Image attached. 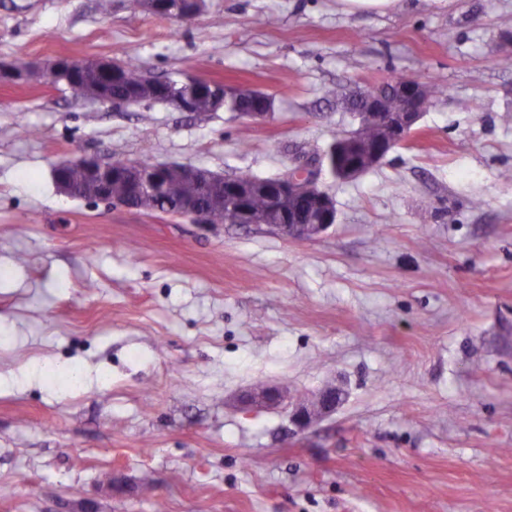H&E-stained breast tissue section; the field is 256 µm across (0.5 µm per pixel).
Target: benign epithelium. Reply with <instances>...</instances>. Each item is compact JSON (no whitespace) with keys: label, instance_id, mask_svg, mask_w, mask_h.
<instances>
[{"label":"benign epithelium","instance_id":"1","mask_svg":"<svg viewBox=\"0 0 512 512\" xmlns=\"http://www.w3.org/2000/svg\"><path fill=\"white\" fill-rule=\"evenodd\" d=\"M202 0H181V5L172 13V19L178 23L193 21L202 11ZM122 63L96 58L76 61L69 57H57L50 61L44 72L58 75L65 83L76 85L80 77L90 71L94 73L116 75ZM28 77V70L19 65H0L1 82H19ZM393 95L405 102L399 112H390L386 106V96ZM90 98L99 102H112L122 106L142 100V92L132 91L121 100L111 99L109 88L96 86ZM427 105V87L415 84L396 85L384 89L374 86L363 92L355 106L359 118V128L352 134L334 142L329 150L317 158L298 164L283 175L277 177L271 186L265 189L270 199L267 228L278 232L287 231L293 225L298 227L297 234L305 240L315 239L336 223V210L332 198L318 185V176L323 167H328L334 175L347 179L359 176L382 161L389 151L409 136L420 120ZM378 128L382 135L373 142L362 157H357L361 145V133L367 128ZM176 171L183 178L200 184H214L218 176L210 171L181 164H152L144 166L137 160L122 162H104L95 155L83 156L74 161L58 164L54 171V180L59 191L70 197L78 196L75 183H81L85 189L84 198L112 202L109 186L115 179L129 181V196L119 205L141 210L153 209L154 198L162 187L167 173ZM315 195V206L304 222L292 216L282 207L285 197ZM342 398L338 388H328L317 396L319 411L310 412L303 404H294L289 412L290 423L298 430L312 427L318 420L332 415ZM287 391L279 386L265 385L259 389L247 391L240 400L241 409L259 411L280 407L287 402Z\"/></svg>","mask_w":512,"mask_h":512}]
</instances>
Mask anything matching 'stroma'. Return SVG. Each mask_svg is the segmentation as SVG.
Instances as JSON below:
<instances>
[{
	"mask_svg": "<svg viewBox=\"0 0 512 512\" xmlns=\"http://www.w3.org/2000/svg\"><path fill=\"white\" fill-rule=\"evenodd\" d=\"M0 0V63L135 59L274 103L251 122L0 83V512H512V0ZM275 24H268V17ZM412 73L441 94L350 181L313 240L70 198L63 160L277 177L357 122L344 99ZM342 389L291 429L235 399ZM129 486L113 490L112 473ZM398 0H342L348 12L385 13L395 7Z\"/></svg>",
	"mask_w": 512,
	"mask_h": 512,
	"instance_id": "1",
	"label": "stroma"
}]
</instances>
